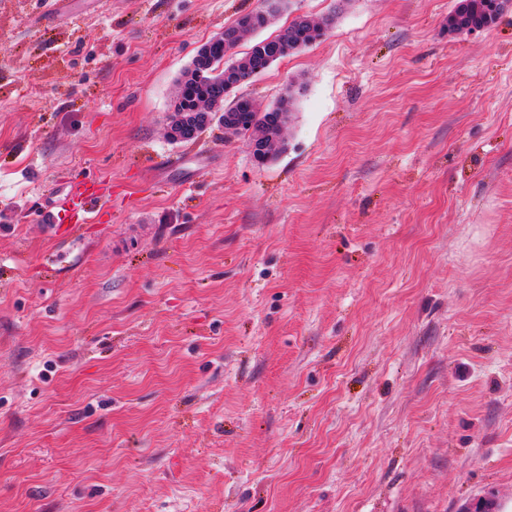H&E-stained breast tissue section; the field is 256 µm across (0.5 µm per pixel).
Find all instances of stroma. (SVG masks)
<instances>
[{
	"mask_svg": "<svg viewBox=\"0 0 512 512\" xmlns=\"http://www.w3.org/2000/svg\"><path fill=\"white\" fill-rule=\"evenodd\" d=\"M455 5L290 0L260 164L166 130L261 0H0V512H512V11ZM463 9L457 8L448 19V25L453 31H469L474 26L490 28L494 26L502 13L499 11L497 0H469ZM304 18L299 22L293 20L269 45L263 46L262 51L256 48V42L245 56L235 61L245 59L251 71L261 73L275 61L309 46L324 35L328 19L307 21V17ZM245 35L234 43H224L215 38L208 43L210 56L192 60L189 68L178 80L170 123L192 118V115L203 111L202 103L217 99L224 92V58L235 55V49ZM112 193L102 182H82L65 195L56 206L57 213L50 212L54 224H88L99 218L109 208Z\"/></svg>",
	"mask_w": 512,
	"mask_h": 512,
	"instance_id": "35a3bbf8",
	"label": "stroma"
}]
</instances>
